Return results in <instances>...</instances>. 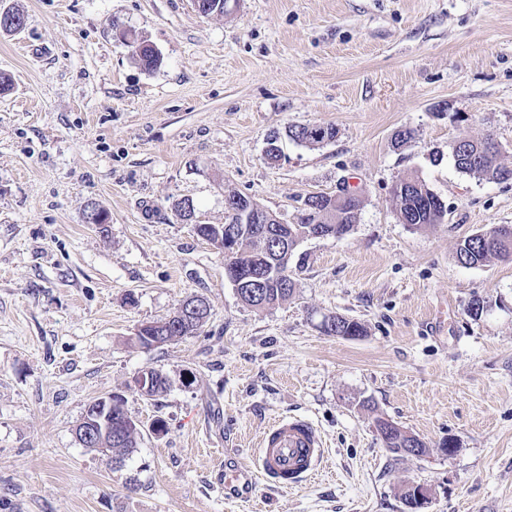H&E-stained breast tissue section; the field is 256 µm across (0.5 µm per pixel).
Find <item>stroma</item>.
Wrapping results in <instances>:
<instances>
[{
	"label": "stroma",
	"mask_w": 512,
	"mask_h": 512,
	"mask_svg": "<svg viewBox=\"0 0 512 512\" xmlns=\"http://www.w3.org/2000/svg\"><path fill=\"white\" fill-rule=\"evenodd\" d=\"M0 3L26 18L0 32V512H404L411 485L431 489L426 512H512V260L455 259L512 225V181L463 174L449 151L489 138L512 167V0ZM125 29L160 66L133 59ZM313 124L335 138L283 136L268 164L271 134ZM411 175L441 223L398 221L391 190ZM346 183L363 199L352 231L303 240L295 292L269 309L240 300L193 229L223 223L234 191L293 224ZM93 204L106 224L86 222ZM193 296L210 308L197 334L136 342ZM330 314L366 335H326ZM146 368L165 392L138 389ZM107 397L137 426L119 464L76 437ZM285 415L315 424L328 470L225 500V461L251 462ZM379 416L427 454L395 459ZM123 38H129L134 43H137L139 46H142L141 54L137 53L135 50L132 51L133 57H135V60L141 65L146 68H156L158 65V60L154 58V49L153 46L149 43H147L145 40L139 37L138 34H136L133 30H124L122 32ZM138 45L136 47L138 48Z\"/></svg>",
	"instance_id": "1"
}]
</instances>
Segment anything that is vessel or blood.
I'll return each mask as SVG.
<instances>
[{
	"instance_id": "b4317fda",
	"label": "vessel or blood",
	"mask_w": 512,
	"mask_h": 512,
	"mask_svg": "<svg viewBox=\"0 0 512 512\" xmlns=\"http://www.w3.org/2000/svg\"><path fill=\"white\" fill-rule=\"evenodd\" d=\"M326 459L322 436L314 424L294 416L275 419L263 432L254 465L242 463L224 470V495L252 497L259 480L294 488L319 472Z\"/></svg>"
}]
</instances>
